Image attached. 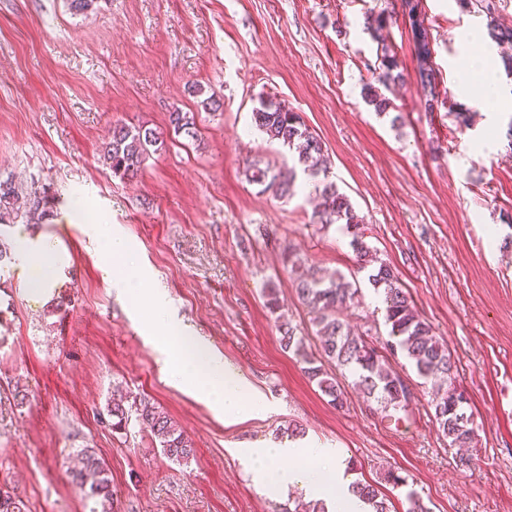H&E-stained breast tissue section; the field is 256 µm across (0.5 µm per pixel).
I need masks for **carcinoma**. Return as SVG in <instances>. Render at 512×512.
Listing matches in <instances>:
<instances>
[{
  "label": "carcinoma",
  "instance_id": "obj_1",
  "mask_svg": "<svg viewBox=\"0 0 512 512\" xmlns=\"http://www.w3.org/2000/svg\"><path fill=\"white\" fill-rule=\"evenodd\" d=\"M402 12L411 20V42L415 56V81L425 97V108L434 109L438 102L436 70L431 47L430 26L421 19L420 0H401ZM464 9L473 7L482 11L490 37L497 44L512 45V26L500 22L496 0H458ZM377 67L374 68L378 86L367 85L365 96L379 112L393 107L385 92L404 82L397 54L385 38L378 42ZM384 91H378V87ZM256 128L271 142H278L288 148L303 172L310 177L326 173L330 157L325 154L322 142L314 136L301 120L298 113L281 105L262 99L253 109ZM169 124L177 135L191 140L197 139L195 114L175 110L169 114ZM163 142L156 132L148 127L115 126L109 140L103 147V159L114 176L133 178L142 169L150 148L161 150ZM249 181L262 186L280 198L294 194L297 173L293 167L278 169L261 165L256 160L247 168ZM316 191L322 202L313 213L319 224H345L351 236L350 245L356 254L360 267H371L369 283L381 298V311L389 336L393 342L386 343L391 353L397 352L414 366L419 378L432 381L441 378L447 387L434 390L432 405L438 429L448 438L449 445L456 448H470L475 439L468 413V397L457 385V366L448 347L435 336L430 324L417 313L408 292L402 288L395 269L388 263L373 256L366 242V229L362 217L353 209L348 198L332 183H326ZM19 198L13 181L0 180V227L15 223L18 211L15 202ZM29 212L47 220L53 214V197L47 189L35 190L27 197ZM299 298L313 314L315 335L321 341L320 357L316 358L306 350L304 337L288 322H281V343L283 347L299 357L304 364L303 372L309 381L315 383L329 402L342 408L346 403L345 391L337 379L329 376L323 361L349 372L353 385L367 398L374 401L382 412H409L407 407L406 381L390 370L385 357L374 342L362 334L351 332L340 316L341 310L354 302L358 289L345 277L336 273L325 276L321 270L312 268L307 276L297 280ZM107 415L112 430L128 431L131 423L149 429L158 441L164 454L179 464L195 457L192 441L179 429L170 415L156 403L142 395H131L116 390L109 398ZM79 466L70 472V478L85 496L101 506V512H112V476L104 460L92 448H82L77 453ZM352 493L360 498L369 512H391L388 499L372 484L356 481ZM0 512H28L24 501L12 493L8 485L0 484Z\"/></svg>",
  "mask_w": 512,
  "mask_h": 512
}]
</instances>
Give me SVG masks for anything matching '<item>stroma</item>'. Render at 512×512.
Returning a JSON list of instances; mask_svg holds the SVG:
<instances>
[{
  "instance_id": "35a3bbf8",
  "label": "stroma",
  "mask_w": 512,
  "mask_h": 512,
  "mask_svg": "<svg viewBox=\"0 0 512 512\" xmlns=\"http://www.w3.org/2000/svg\"><path fill=\"white\" fill-rule=\"evenodd\" d=\"M421 10L441 103L426 111L409 79L381 114L364 96L377 53L370 24L391 15L386 41L412 71L401 0H100L85 15L68 0H0V180L54 193V215L38 230L59 241L57 292L69 300L55 311L21 286V250L0 267V483L30 512H89L69 476L82 448L112 474V512H287L293 499L258 493L239 451L274 444L290 424L304 428L301 446L337 450L357 479L395 470L430 512H512V114L482 112L463 92L459 62L466 48L488 61L502 49L485 34L464 44L486 20L456 0H422ZM262 96L321 139L329 181L454 357L474 418L471 469L456 468L432 387L402 356L389 363L418 398L396 421L347 377V403L333 407L282 349V320L309 352L320 348L287 248L305 267L358 281L357 302L341 312L354 332L383 343L388 328L344 225L313 223L305 175L285 200L248 181L251 160L289 162L254 126ZM210 97L218 111L204 109ZM175 110L195 113L197 141L174 134ZM116 125L147 126L164 142L138 178L114 177L102 162ZM78 205L126 238L153 274L145 289L167 294L172 318L223 357L260 408L224 420L161 372L130 298L69 222ZM266 281L279 289L280 314L265 306ZM118 386L161 406L195 459L171 462L147 430L113 432L106 406Z\"/></svg>"
}]
</instances>
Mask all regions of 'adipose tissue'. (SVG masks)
I'll return each mask as SVG.
<instances>
[{
	"label": "adipose tissue",
	"mask_w": 512,
	"mask_h": 512,
	"mask_svg": "<svg viewBox=\"0 0 512 512\" xmlns=\"http://www.w3.org/2000/svg\"><path fill=\"white\" fill-rule=\"evenodd\" d=\"M71 221L82 225L84 232L96 240L111 267L125 270V291L138 298L136 307L154 341L162 372L177 379L184 392L212 405L224 418L237 420L252 413L257 406L255 395L227 369L222 356L198 344L186 326L167 319L168 301L163 293L140 292L146 276L141 268L130 267L129 243L106 225L88 223L82 209L74 210ZM19 246L25 253L21 284L33 296L50 299L55 291L51 270L57 261L56 249L40 234L22 235ZM241 457L262 493L278 497L297 494L323 502L326 512H365L364 502L351 492L354 472L334 449L302 448L287 440L275 446L242 449ZM284 458L292 460V467H281ZM310 459L323 462L321 474L307 467Z\"/></svg>",
	"instance_id": "ef3b65f1"
}]
</instances>
